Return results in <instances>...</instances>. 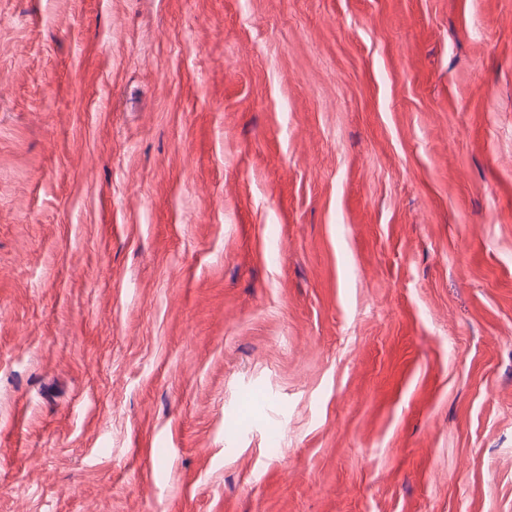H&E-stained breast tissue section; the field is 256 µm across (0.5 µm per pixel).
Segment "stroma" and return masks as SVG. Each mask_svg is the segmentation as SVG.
<instances>
[{"label": "stroma", "mask_w": 512, "mask_h": 512, "mask_svg": "<svg viewBox=\"0 0 512 512\" xmlns=\"http://www.w3.org/2000/svg\"><path fill=\"white\" fill-rule=\"evenodd\" d=\"M0 512H512V0H0Z\"/></svg>", "instance_id": "obj_1"}]
</instances>
